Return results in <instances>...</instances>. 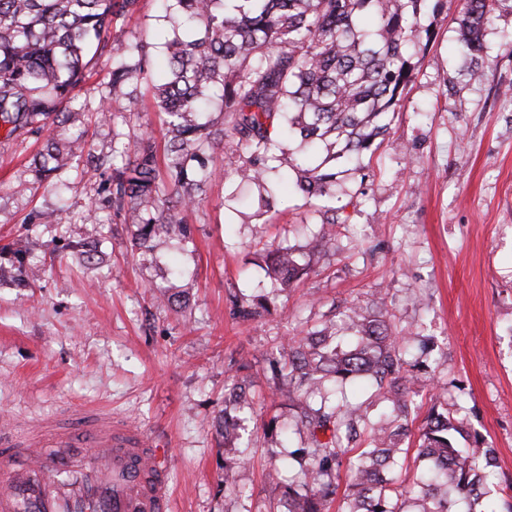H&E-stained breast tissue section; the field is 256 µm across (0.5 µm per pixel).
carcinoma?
I'll list each match as a JSON object with an SVG mask.
<instances>
[{"instance_id": "1", "label": "carcinoma", "mask_w": 512, "mask_h": 512, "mask_svg": "<svg viewBox=\"0 0 512 512\" xmlns=\"http://www.w3.org/2000/svg\"><path fill=\"white\" fill-rule=\"evenodd\" d=\"M497 0H460L459 43L470 57L485 51L484 32ZM139 0H0V128L6 136L41 117L67 123L75 91L85 76L91 43L103 52L112 23L135 14ZM445 0H163L164 18H177L184 35L166 42L164 74L153 80L168 145L165 175L155 148L139 137L112 147L108 202L137 226L133 240L144 253L158 237H188V214L204 187L223 173L203 156L221 145L243 155L235 172L263 189L279 188L283 160L296 173L305 199L336 198L339 177L374 152L391 129L397 107L417 70V50L437 37L434 24ZM108 96L100 112L141 111L138 85L152 76L151 43L135 37L116 48ZM220 97L222 122L206 118ZM86 142L50 132L33 159L38 177L79 165ZM10 250L0 277H31L26 255ZM267 273L286 288L302 272L287 249L268 244ZM373 301L348 315L356 345L344 350L325 326L290 338L282 348L288 398L299 411L312 448H294L270 466L268 480L282 489L285 512H323L339 489L340 470L358 422L344 389L354 378L371 381L391 421L377 426L372 445L350 461L351 481L342 512H398L399 499L413 512H448V492L479 499L495 466L493 448L458 444L462 429L430 412L418 455L429 469L411 488H400L393 469L408 452L401 446L413 404L405 356L411 333L395 331ZM250 407L247 391L233 388L220 431L232 438L234 411ZM329 433L322 441L318 434ZM242 459L224 461V489H239Z\"/></svg>"}]
</instances>
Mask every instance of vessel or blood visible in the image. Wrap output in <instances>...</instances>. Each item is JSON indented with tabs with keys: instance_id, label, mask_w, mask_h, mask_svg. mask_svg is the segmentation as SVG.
I'll return each mask as SVG.
<instances>
[{
	"instance_id": "obj_1",
	"label": "vessel or blood",
	"mask_w": 512,
	"mask_h": 512,
	"mask_svg": "<svg viewBox=\"0 0 512 512\" xmlns=\"http://www.w3.org/2000/svg\"><path fill=\"white\" fill-rule=\"evenodd\" d=\"M85 427L84 455L55 420L0 432V447L26 461L6 470L0 512H171L167 462L152 439L108 414H87Z\"/></svg>"
}]
</instances>
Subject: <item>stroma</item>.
<instances>
[{
	"mask_svg": "<svg viewBox=\"0 0 512 512\" xmlns=\"http://www.w3.org/2000/svg\"><path fill=\"white\" fill-rule=\"evenodd\" d=\"M459 0L425 15L439 35L419 55L392 130L362 157L363 180L346 181L345 221L323 234L311 202L285 186L269 201L235 177L212 181L189 215V239L160 238L132 251L136 232L103 204L109 172L80 165L69 189L36 177L30 163L40 134L0 132V248L32 241L37 271L27 283L0 280V426L43 421L99 408L135 422L164 449L174 493L172 512H283L265 473L288 448L310 446L298 431L270 365L283 342L322 325L352 345L353 304L384 300L386 319L429 345L414 370L415 409L409 452L397 481L412 485L426 462L417 455L431 409L496 449L490 500L512 479V0H499L485 40L493 58L481 79L457 52ZM159 0H140L113 23L111 47L96 58L68 124L86 134L96 157L114 141L149 134L167 143L152 95L141 112L97 119L108 91L114 48L153 39L155 71L166 59L170 26ZM56 221L41 224L37 213ZM95 238L101 259L73 254ZM295 253L306 273L274 290L260 251L267 242ZM178 283L186 301L159 302ZM267 295L271 312L242 320L232 300ZM248 369L234 371L236 362ZM244 382L256 413L241 438L224 441L216 421L233 382ZM246 458L242 493L225 491V458Z\"/></svg>",
	"mask_w": 512,
	"mask_h": 512,
	"instance_id": "1",
	"label": "stroma"
}]
</instances>
